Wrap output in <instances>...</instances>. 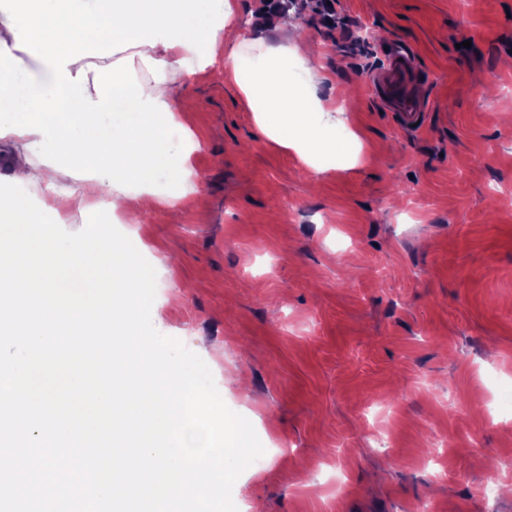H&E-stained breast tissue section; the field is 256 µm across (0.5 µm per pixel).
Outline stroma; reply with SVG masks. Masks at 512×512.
<instances>
[{"instance_id":"stroma-1","label":"stroma","mask_w":512,"mask_h":512,"mask_svg":"<svg viewBox=\"0 0 512 512\" xmlns=\"http://www.w3.org/2000/svg\"><path fill=\"white\" fill-rule=\"evenodd\" d=\"M245 58L320 43L317 95L361 139L316 174L269 140L219 57L174 75L200 147L180 223L120 230L156 270L155 323L197 353L263 448L238 512H512V0H237ZM267 23L263 40L252 21ZM400 44L428 103L412 134L369 74Z\"/></svg>"}]
</instances>
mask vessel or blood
Wrapping results in <instances>:
<instances>
[{"label": "vessel or blood", "instance_id": "1", "mask_svg": "<svg viewBox=\"0 0 512 512\" xmlns=\"http://www.w3.org/2000/svg\"><path fill=\"white\" fill-rule=\"evenodd\" d=\"M371 83L378 99L392 111L401 127L421 129L425 105L414 92L415 62L408 51L391 49L387 63L372 73Z\"/></svg>", "mask_w": 512, "mask_h": 512}]
</instances>
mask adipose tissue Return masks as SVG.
<instances>
[{
    "instance_id": "obj_1",
    "label": "adipose tissue",
    "mask_w": 512,
    "mask_h": 512,
    "mask_svg": "<svg viewBox=\"0 0 512 512\" xmlns=\"http://www.w3.org/2000/svg\"><path fill=\"white\" fill-rule=\"evenodd\" d=\"M232 0H0V144L11 174L66 216L99 204L136 215L134 194L186 186L195 142L175 124L191 100L173 74L194 73L224 52ZM230 83L258 109L272 141L308 167L336 153L342 112L322 102L308 68L288 48L234 61ZM77 174L67 188L58 176Z\"/></svg>"
}]
</instances>
